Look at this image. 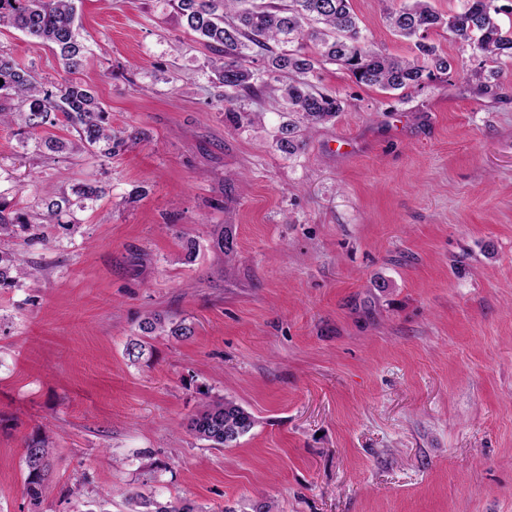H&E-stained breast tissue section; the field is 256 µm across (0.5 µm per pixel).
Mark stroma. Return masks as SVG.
<instances>
[{
	"instance_id": "35a3bbf8",
	"label": "stroma",
	"mask_w": 512,
	"mask_h": 512,
	"mask_svg": "<svg viewBox=\"0 0 512 512\" xmlns=\"http://www.w3.org/2000/svg\"><path fill=\"white\" fill-rule=\"evenodd\" d=\"M352 4L377 50L415 57L379 0ZM78 7L75 78L139 138L46 161L0 126L12 206L104 189L73 232L9 243L39 273L0 290V512H129L131 492L204 512H512V62L439 30L457 66L416 88L324 65L308 79L344 110L290 156L273 91L236 104L259 120L225 121L211 52L169 0ZM0 48L62 76L18 30ZM153 314L192 335L142 333ZM207 396L253 416L237 446L189 433ZM35 435L53 443L36 509ZM52 450V442L47 437H32L25 443L26 493L35 509L39 507L49 490L47 480Z\"/></svg>"
}]
</instances>
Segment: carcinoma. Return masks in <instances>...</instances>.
<instances>
[{
  "label": "carcinoma",
  "mask_w": 512,
  "mask_h": 512,
  "mask_svg": "<svg viewBox=\"0 0 512 512\" xmlns=\"http://www.w3.org/2000/svg\"><path fill=\"white\" fill-rule=\"evenodd\" d=\"M181 25L197 34L213 57L210 69L218 87L254 93L265 78H288L277 107L288 105V121L276 132L278 147L294 155L305 147L303 132L336 117L344 110L338 97L323 94L307 80L316 66L336 64L349 71L356 82L384 91L420 86L437 74L446 75L453 64L448 56L428 43L438 29L451 31L493 63L512 61V28L503 30L495 0H462L458 12L446 17L430 0H408L398 8L385 6L389 26L414 42L413 60H400L376 50L362 33L351 0H170ZM76 0H0V26L15 28L58 51L64 71L78 73L84 66L85 46L79 41ZM265 63L262 72L249 67L250 58ZM0 124L17 128V134L36 141L37 152L46 158L68 148L73 153H94L110 159L137 137L116 133L107 122L105 108L90 87L73 80L43 84L23 69L12 55L0 49ZM64 117L77 133L67 143L59 138H40L37 133L55 126ZM100 187L88 181L72 188V194L41 199L29 209H14L0 197V239L23 237L27 245L45 243V225L73 229V206L85 207L96 200ZM76 199H71V196ZM38 268L22 253L0 250V288L14 287L21 277L36 276ZM252 416L235 402L222 398L204 402L192 417L190 432L211 448H227L253 427ZM53 447L46 437L25 443L26 493L37 508L47 495L49 457ZM128 503L144 512H199L185 500L162 505L138 493Z\"/></svg>",
  "instance_id": "obj_1"
}]
</instances>
